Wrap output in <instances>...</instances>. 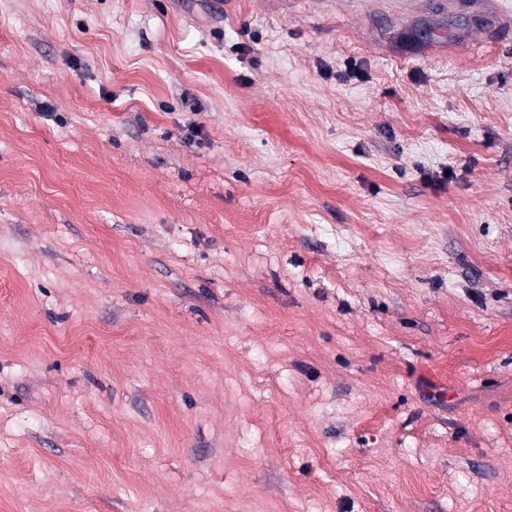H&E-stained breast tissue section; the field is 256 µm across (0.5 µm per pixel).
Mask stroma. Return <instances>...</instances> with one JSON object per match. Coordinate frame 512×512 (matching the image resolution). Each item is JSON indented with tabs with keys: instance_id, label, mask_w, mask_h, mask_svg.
<instances>
[{
	"instance_id": "obj_1",
	"label": "stroma",
	"mask_w": 512,
	"mask_h": 512,
	"mask_svg": "<svg viewBox=\"0 0 512 512\" xmlns=\"http://www.w3.org/2000/svg\"><path fill=\"white\" fill-rule=\"evenodd\" d=\"M0 512H512V22L0 0Z\"/></svg>"
}]
</instances>
